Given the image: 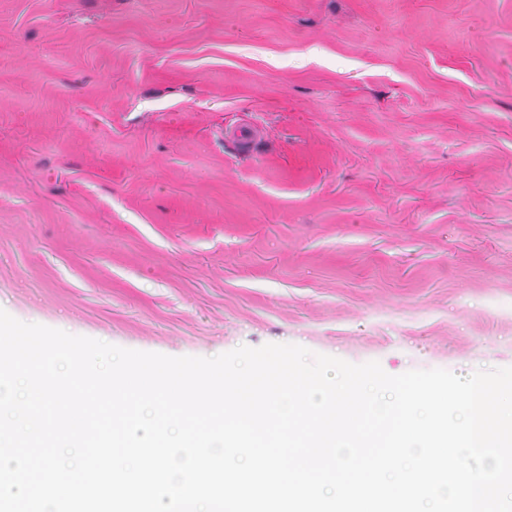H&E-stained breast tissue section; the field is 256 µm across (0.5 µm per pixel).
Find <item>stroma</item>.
Returning a JSON list of instances; mask_svg holds the SVG:
<instances>
[{"mask_svg": "<svg viewBox=\"0 0 512 512\" xmlns=\"http://www.w3.org/2000/svg\"><path fill=\"white\" fill-rule=\"evenodd\" d=\"M0 308L512 367V0H0Z\"/></svg>", "mask_w": 512, "mask_h": 512, "instance_id": "stroma-1", "label": "stroma"}]
</instances>
